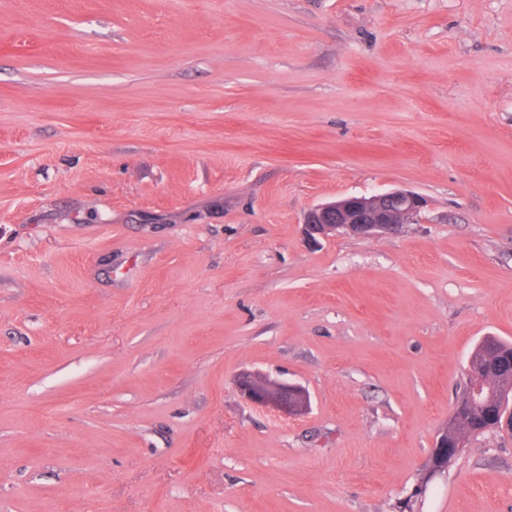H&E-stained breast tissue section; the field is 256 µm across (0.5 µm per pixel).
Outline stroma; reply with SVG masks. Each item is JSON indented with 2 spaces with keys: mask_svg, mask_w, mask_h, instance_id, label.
<instances>
[{
  "mask_svg": "<svg viewBox=\"0 0 512 512\" xmlns=\"http://www.w3.org/2000/svg\"><path fill=\"white\" fill-rule=\"evenodd\" d=\"M487 336L512 0H0V512H512V429L427 475ZM425 206L422 196L399 189L370 197L350 196L308 211L303 232L313 243L336 233L374 236L394 232L414 221ZM242 394L253 404L286 414H298L309 405L307 393L299 386L272 381L258 373H244L238 381Z\"/></svg>",
  "mask_w": 512,
  "mask_h": 512,
  "instance_id": "1",
  "label": "stroma"
}]
</instances>
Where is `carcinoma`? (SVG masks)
Wrapping results in <instances>:
<instances>
[{
	"instance_id": "cac0c4a2",
	"label": "carcinoma",
	"mask_w": 512,
	"mask_h": 512,
	"mask_svg": "<svg viewBox=\"0 0 512 512\" xmlns=\"http://www.w3.org/2000/svg\"><path fill=\"white\" fill-rule=\"evenodd\" d=\"M468 363L471 371L482 374L485 386L464 412L441 431L440 436L448 439L450 448L465 445L471 438L491 431L492 411L512 399L511 342L488 336L473 348Z\"/></svg>"
}]
</instances>
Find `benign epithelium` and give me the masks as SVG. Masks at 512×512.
<instances>
[{"instance_id":"7a95c632","label":"benign epithelium","mask_w":512,"mask_h":512,"mask_svg":"<svg viewBox=\"0 0 512 512\" xmlns=\"http://www.w3.org/2000/svg\"><path fill=\"white\" fill-rule=\"evenodd\" d=\"M425 206L422 196L399 189L370 197L350 196L308 211L303 232L313 243L336 233L374 236L394 232L411 223ZM238 387L253 404L286 414L301 413L309 405V397L301 387L272 381L258 373L243 374ZM459 453L460 449L449 448L442 440H437L434 454L442 456L443 464L432 467V473L447 469Z\"/></svg>"}]
</instances>
